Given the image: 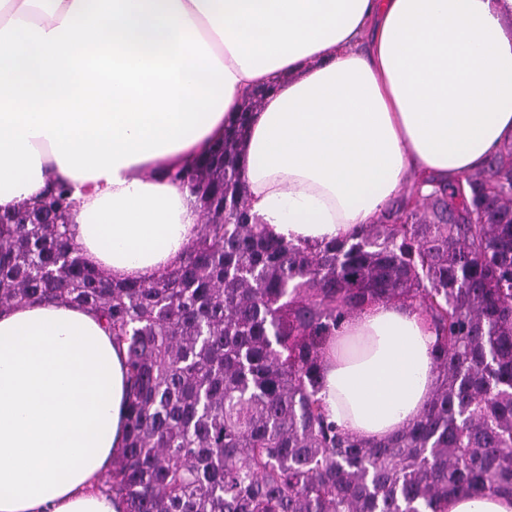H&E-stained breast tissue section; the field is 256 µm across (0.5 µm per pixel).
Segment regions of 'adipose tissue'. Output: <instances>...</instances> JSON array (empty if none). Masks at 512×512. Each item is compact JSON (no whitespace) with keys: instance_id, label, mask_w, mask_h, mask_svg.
I'll return each mask as SVG.
<instances>
[{"instance_id":"ef3b65f1","label":"adipose tissue","mask_w":512,"mask_h":512,"mask_svg":"<svg viewBox=\"0 0 512 512\" xmlns=\"http://www.w3.org/2000/svg\"><path fill=\"white\" fill-rule=\"evenodd\" d=\"M512 0H0V213L67 187L82 259L176 267L200 230L190 169L265 96L240 146L248 211L300 246L379 223L412 178L453 182L512 143ZM435 335L376 303L327 343L321 396L391 437L436 385ZM123 357L94 310L0 311V512H118Z\"/></svg>"}]
</instances>
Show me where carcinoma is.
Returning <instances> with one entry per match:
<instances>
[{"instance_id": "carcinoma-1", "label": "carcinoma", "mask_w": 512, "mask_h": 512, "mask_svg": "<svg viewBox=\"0 0 512 512\" xmlns=\"http://www.w3.org/2000/svg\"><path fill=\"white\" fill-rule=\"evenodd\" d=\"M245 131L177 174L205 222L149 284L85 264L62 189L0 214V307L82 304L125 351L107 493L123 512H445L450 495L512 494V144L455 184L413 183L349 244L299 247L249 222ZM371 301L425 315L438 378L418 419L366 445L319 393L327 339Z\"/></svg>"}]
</instances>
